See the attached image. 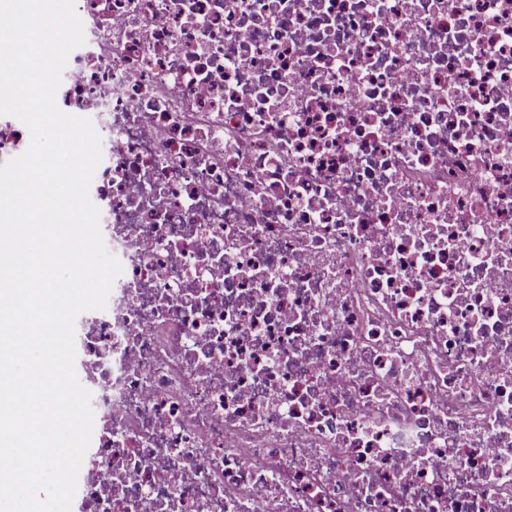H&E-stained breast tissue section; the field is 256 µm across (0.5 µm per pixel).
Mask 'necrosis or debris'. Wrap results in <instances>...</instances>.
<instances>
[{
    "instance_id": "obj_1",
    "label": "necrosis or debris",
    "mask_w": 512,
    "mask_h": 512,
    "mask_svg": "<svg viewBox=\"0 0 512 512\" xmlns=\"http://www.w3.org/2000/svg\"><path fill=\"white\" fill-rule=\"evenodd\" d=\"M75 9L77 512H512V0Z\"/></svg>"
}]
</instances>
